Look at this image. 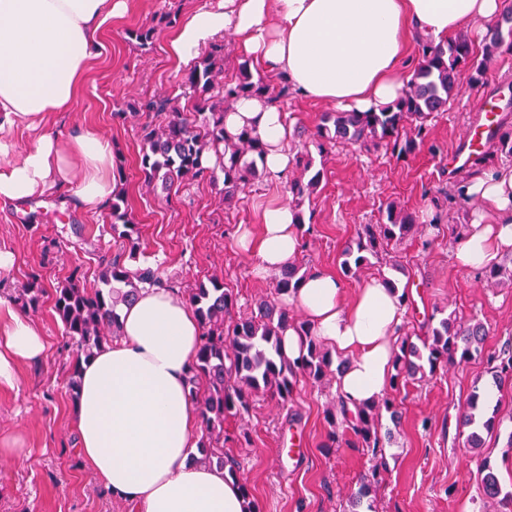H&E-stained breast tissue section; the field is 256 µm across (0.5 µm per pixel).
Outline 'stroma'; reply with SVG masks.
Instances as JSON below:
<instances>
[{"instance_id": "35a3bbf8", "label": "stroma", "mask_w": 512, "mask_h": 512, "mask_svg": "<svg viewBox=\"0 0 512 512\" xmlns=\"http://www.w3.org/2000/svg\"><path fill=\"white\" fill-rule=\"evenodd\" d=\"M200 2L130 0L128 11L112 17L100 34L103 49L89 63L76 111L56 113L54 128L64 137L79 126L102 132L122 158L125 209L140 228V249L126 259V267H155L184 295L199 282L218 278L236 295L233 314L239 317L250 314L273 288L271 282L253 280L251 263L236 246V229L258 223L271 202L287 200V183L252 178L243 201L230 205L224 201L222 174L173 187L165 196L144 185L138 166L142 127L157 121L142 104L166 96L184 112L194 109L195 100L182 85L188 67L170 57L167 44L176 22ZM167 13L175 23L164 22ZM140 27L155 28L151 45L129 38V31ZM506 81L512 82L510 51L492 58L483 84H471L469 71L461 72L459 94L431 122V139L440 147L436 153L423 149L400 160L380 147L339 143L322 153L311 141L293 140L292 153L310 154L314 169L323 173L317 193L301 208L309 229L299 254L304 268L341 274L346 245L363 225L383 223L387 204L396 203L417 223L433 225L434 245L422 248L415 238L397 243L392 254L399 267L377 263L357 276H344L346 291L354 292L368 277L389 274L411 289L405 334L422 333L431 315L445 309L487 324L486 352L512 340V288L487 287L454 259V246L477 204L452 198L463 173L448 164L477 119L480 98ZM130 104L138 113L127 112ZM0 246L16 252L13 268L0 271V296L14 306L24 302L31 269L42 275L46 293L31 317L47 343L40 363L20 365L17 389L0 392V436L19 434L26 442L13 463L0 467V512H133L112 498L77 451L75 401L67 385L70 357L62 349L63 327L51 297L75 267L87 288L101 287L105 260L125 253V240L112 231L110 208L82 211L57 197L0 201ZM491 383L486 361L476 360L437 370L401 390L399 423L386 414L380 419L391 438L384 444L383 483L367 499L372 512H512V504L482 501L478 461L464 448L459 427L474 388ZM493 394L498 424L484 436V453L511 490L512 388H494ZM337 398L335 381H302L290 410L259 395L246 418L225 420L224 450L239 461L259 512H348L371 454L344 444L326 448L324 409ZM291 438L299 440L300 450L290 459L280 448Z\"/></svg>"}]
</instances>
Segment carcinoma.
<instances>
[{
	"label": "carcinoma",
	"mask_w": 512,
	"mask_h": 512,
	"mask_svg": "<svg viewBox=\"0 0 512 512\" xmlns=\"http://www.w3.org/2000/svg\"><path fill=\"white\" fill-rule=\"evenodd\" d=\"M485 58L479 60L466 34L459 32L444 45H432L420 40V59L402 94L391 104L377 112H326L321 124L313 133L318 149L324 148L323 140L362 146L383 147L391 154L405 158L423 146L433 151L430 140V121L440 112L448 111V104L459 92L458 75L463 69L471 72L474 83L483 81L485 59L504 48L512 50V12H506L489 27ZM184 85L196 99L194 112L204 115L197 125L174 105L169 97H158L141 105L146 112L166 115L162 125L143 128V145L139 169L144 183L153 188L170 192L179 183L195 180L218 168L224 174V202L242 200L240 194L256 171V162L264 153V145L251 129L244 128L229 139L224 134V112L243 95H269L277 98L288 93V86L275 89L262 79H253L251 72L242 67L236 81L224 80V43H214L205 48L198 64L184 77ZM216 153L214 165L207 167L202 158L208 151ZM499 154L512 157V125L499 120L495 137L489 149L474 157L471 173L478 174L492 165ZM300 176L289 181L288 204L299 209L306 198L317 192L321 171L306 176L312 169V160L304 156L295 158ZM124 192L112 197V231L128 241L130 249L139 247V228L132 223L127 212L121 209ZM432 224H417L413 216L390 204L386 208V222L367 224L357 235L356 246L344 250V273L352 275L373 260L389 254V247L407 237L422 238V246L433 242ZM301 268L294 262L281 269L274 278V296L256 303V311L248 317L235 318L232 312L236 297L216 278L202 282L188 296L198 315L202 336L196 360L189 377V395L198 405L203 435L198 451L201 460L216 464L234 479H239L236 463L224 456V420L228 416L240 417L249 412L253 395L262 393L277 400L282 408L293 401V392L299 378L321 384L333 371L341 372L347 361L333 365L330 352L310 324L288 309L282 297L294 292L302 276ZM102 282L108 291L90 290L72 272L65 282L55 289L54 311L63 326L65 349L75 348L70 361L68 386L79 389L80 359L89 358L110 337L120 332L117 309L132 303L141 284L162 283L158 271L146 267L131 271L116 255L106 261L101 272ZM480 280L490 288L512 286V254L481 272ZM44 294L39 275L34 273L26 288L27 305L37 309ZM288 327L296 329L306 340V353L293 363L279 354L280 333ZM488 335L485 325L475 319H463L452 311L441 319L420 339V343L405 337L401 341L396 359V373L391 377L389 392L378 401L353 409L338 400L325 410L330 426L325 447L334 448L344 442L360 445L378 455L383 447L379 431L381 410L390 414L392 421L399 419L394 394L411 380L421 379L437 368L469 362L483 357L495 363L491 367L494 384L503 387L512 384V342L504 345L499 355H485L484 343ZM352 432L355 440H345L336 431V416ZM460 425L469 429L465 445L469 452L480 457L478 488L487 502L512 503V491L503 489L487 458L482 456L484 440L481 431L493 429V418L485 417L481 394H471L460 419ZM383 460H374L361 477L358 496L352 500L360 506L378 485Z\"/></svg>",
	"instance_id": "1"
}]
</instances>
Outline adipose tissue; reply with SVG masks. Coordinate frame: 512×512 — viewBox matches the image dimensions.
<instances>
[{"label":"adipose tissue","mask_w":512,"mask_h":512,"mask_svg":"<svg viewBox=\"0 0 512 512\" xmlns=\"http://www.w3.org/2000/svg\"><path fill=\"white\" fill-rule=\"evenodd\" d=\"M512 0H204L168 44L190 62L225 34L270 77L287 78L305 98L364 112L401 93L411 34L443 44L451 32L497 18ZM128 0H0V199L18 202L74 191L80 208L101 207L116 189L110 137L86 130L64 137L52 113L73 111L99 31ZM37 136L13 158L8 133ZM256 131L270 179L290 168L292 128L262 96H243L224 115L227 135ZM478 208L459 238L455 260L483 270L512 251V167H491L466 183ZM237 247L251 258L256 281L300 252V226L285 202L266 206L256 225L240 226ZM408 290L380 276L364 279L353 297L334 274L316 270L289 298L331 354L349 358L336 379L348 406L378 400L395 372ZM121 335L81 361L75 406L77 450L115 499L136 512H247L234 479L198 463L199 412L188 376L201 327L177 292L141 287L119 310ZM34 322L0 298V390L15 389L19 362L43 358Z\"/></svg>","instance_id":"adipose-tissue-1"}]
</instances>
